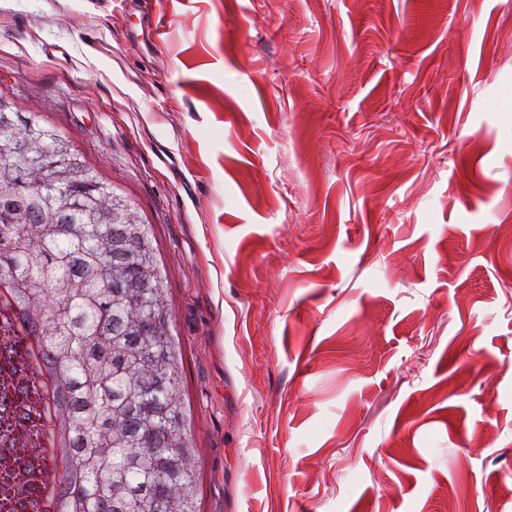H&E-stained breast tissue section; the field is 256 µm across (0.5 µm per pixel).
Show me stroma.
<instances>
[{"label": "stroma", "mask_w": 512, "mask_h": 512, "mask_svg": "<svg viewBox=\"0 0 512 512\" xmlns=\"http://www.w3.org/2000/svg\"><path fill=\"white\" fill-rule=\"evenodd\" d=\"M0 94L150 228L201 512H512V0H0Z\"/></svg>", "instance_id": "obj_1"}]
</instances>
